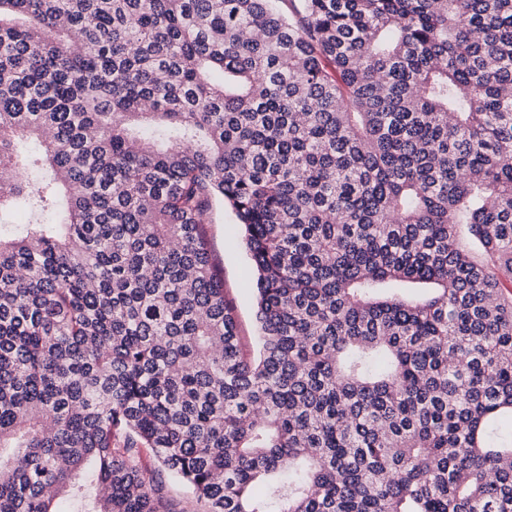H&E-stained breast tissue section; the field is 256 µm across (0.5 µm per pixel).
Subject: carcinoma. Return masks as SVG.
I'll return each mask as SVG.
<instances>
[{
    "instance_id": "obj_1",
    "label": "carcinoma",
    "mask_w": 512,
    "mask_h": 512,
    "mask_svg": "<svg viewBox=\"0 0 512 512\" xmlns=\"http://www.w3.org/2000/svg\"><path fill=\"white\" fill-rule=\"evenodd\" d=\"M19 206L0 512H512V0H0ZM208 224L212 257L224 276V293L236 308L242 342L254 346L257 336L255 274L242 246V227L229 205L216 203Z\"/></svg>"
}]
</instances>
